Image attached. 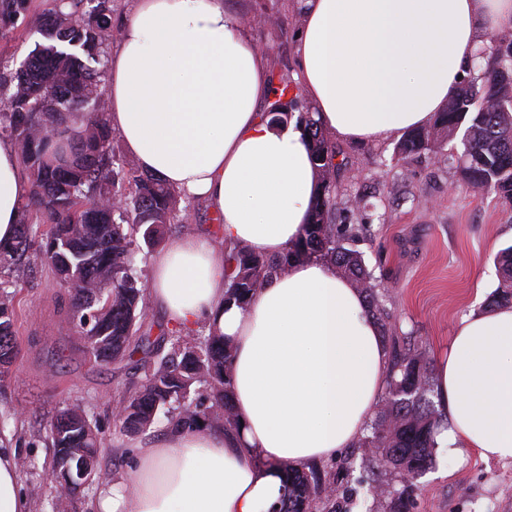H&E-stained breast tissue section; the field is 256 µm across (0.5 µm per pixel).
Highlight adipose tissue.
<instances>
[{
  "label": "adipose tissue",
  "instance_id": "ef3b65f1",
  "mask_svg": "<svg viewBox=\"0 0 512 512\" xmlns=\"http://www.w3.org/2000/svg\"><path fill=\"white\" fill-rule=\"evenodd\" d=\"M296 76L319 126L380 143L427 125L476 69L512 0H304ZM104 118L141 171L206 200L225 241L277 256L301 235L317 172L307 135L258 112L264 56L224 0H135L111 51ZM0 137V241L32 192ZM150 299L170 324L223 334L234 349L237 431H178L138 448L96 512H270L284 468L352 447L389 373L365 293L321 260L290 263L246 306L224 301V251L199 235L152 260ZM448 418L440 449L512 461V307L463 317L435 362ZM0 512H27L15 454L0 449Z\"/></svg>",
  "mask_w": 512,
  "mask_h": 512
}]
</instances>
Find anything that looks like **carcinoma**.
Here are the masks:
<instances>
[{
	"label": "carcinoma",
	"instance_id": "carcinoma-1",
	"mask_svg": "<svg viewBox=\"0 0 512 512\" xmlns=\"http://www.w3.org/2000/svg\"><path fill=\"white\" fill-rule=\"evenodd\" d=\"M28 0H0V19L12 21L26 11ZM34 30L43 42L21 62L13 76L14 91L0 109V132L15 140L32 175V194L21 213L19 231L0 243V264L35 253L40 262L70 287L72 320L86 354L105 365L132 362L143 371V383L126 398L120 422L129 434L148 431L159 412L167 414L171 431L237 429L231 391L233 348L212 331L189 347L181 331L159 325V333L137 335V321L146 315L144 285L131 273L133 243L142 238L150 248L165 241L166 230L177 225L181 193L138 170L117 168L112 162V132L103 119L105 104L98 93L99 52L112 40V0H51ZM479 74L461 81L442 112L423 128L404 134L396 146L398 160L431 152L463 131L458 157L462 179L512 205V40L491 43L481 56ZM278 99L268 115L271 122L288 121L299 108L298 88L279 79ZM97 112L85 134L63 150L58 140L76 112ZM297 122L310 136L318 171L317 193L310 222L302 237L278 259L251 252L244 245L224 249L225 299L240 306L288 264L301 258L326 260L350 277L366 294L370 311L383 313L378 282L362 255L346 247L360 230L337 224L335 163L340 151L318 126L312 112L301 111ZM125 201L122 212L103 201ZM500 283L490 306L512 304V246L498 256ZM15 282L0 277V382L11 375L18 354L14 339ZM389 365L385 397L370 421L362 448L379 450L377 462L397 477L416 478L434 461L436 435L446 424L432 398L427 352L415 345L411 333L388 328ZM140 358H135V355ZM208 394L190 400L195 386ZM219 409L222 415L210 417ZM47 442L51 469L65 458L97 462L101 440L97 427L81 408L62 409L50 423ZM336 485L332 474L313 467L286 469V492L276 512H313L321 500L324 512H350L325 489Z\"/></svg>",
	"mask_w": 512,
	"mask_h": 512
}]
</instances>
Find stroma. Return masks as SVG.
I'll return each instance as SVG.
<instances>
[{"mask_svg": "<svg viewBox=\"0 0 512 512\" xmlns=\"http://www.w3.org/2000/svg\"><path fill=\"white\" fill-rule=\"evenodd\" d=\"M253 43L263 45L271 74L293 80L298 70L302 24L298 0H224ZM48 0H28V10L8 23L0 36V97L8 96L11 78L33 49L32 15ZM269 20L250 27L253 16ZM343 161L336 174L337 221L363 225L351 247L367 269L385 282L383 308L406 333L417 336L430 356L447 347L459 320L483 311L498 285L496 256L512 244V208L494 193L463 183L453 154L459 140L443 149V158L425 152L408 163L395 159V141L373 145L338 142ZM377 195V213L357 210V192ZM20 299L16 324L20 353L11 378L0 387V412L8 414L10 447L26 461L21 493L29 512H52L56 487L48 478V425L67 404L84 408L95 422L103 445L99 479L70 502L69 512H93L101 489L120 482L136 447L158 441L165 423L136 435L126 433L112 414V401L139 385L142 375L123 363L102 366L74 343L68 289L44 266L33 264L12 274ZM367 448H342L319 461L321 470L354 467L341 490L350 494L352 512H392L397 479L372 466ZM410 512H512V461L483 460L473 451L436 453L433 467L408 490Z\"/></svg>", "mask_w": 512, "mask_h": 512, "instance_id": "1", "label": "stroma"}]
</instances>
